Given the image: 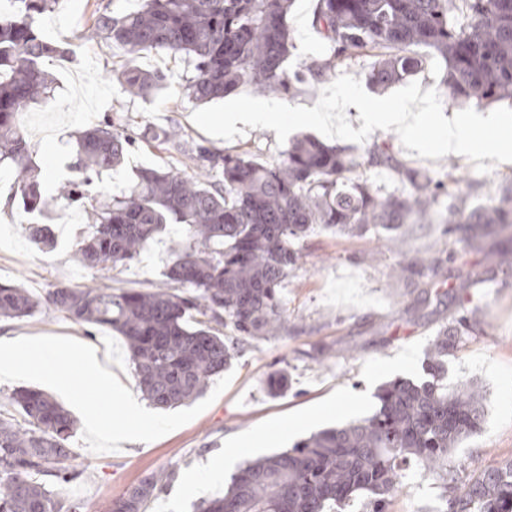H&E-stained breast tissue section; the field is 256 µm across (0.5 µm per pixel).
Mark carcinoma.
Masks as SVG:
<instances>
[{"label":"carcinoma","mask_w":512,"mask_h":512,"mask_svg":"<svg viewBox=\"0 0 512 512\" xmlns=\"http://www.w3.org/2000/svg\"><path fill=\"white\" fill-rule=\"evenodd\" d=\"M458 1L466 7L462 22L452 17ZM20 2L23 14L0 22V163L11 167L14 193L31 215L30 239L52 251V225L44 223L50 210L82 200L89 175L121 166L129 139L108 125L79 133L71 147L82 178L46 194L18 114L48 93L53 78L44 62L64 54L36 30L37 18L59 0ZM291 6L292 0H143L120 17L95 15L90 30L124 49L117 80L134 97L151 99L164 88V74L138 64L159 52L192 62L186 94L197 103L222 99L242 84L259 96L291 93L304 82L283 67L292 48ZM312 25L332 44L329 57L308 66L319 81L366 55L374 58L366 83L384 91L421 67L413 48L425 47L444 63L441 88L450 105L512 104V0H316ZM366 154L371 166L393 161L384 141ZM188 158L204 178L141 167L126 193L85 207L88 224L78 233L75 256L103 273L101 281L57 286L43 299L0 284V318L32 317L45 305L123 336L142 395L163 409L203 394L240 342L285 329L280 288L299 259L293 244L314 225L355 236L371 226L429 224L441 187L407 172L410 191L381 196L356 174L360 162L348 148L310 135L293 139L277 163L203 146ZM171 223L182 225L184 235L174 242L159 287L107 283L108 273L129 265ZM448 223L479 248L512 224V184L489 204L455 207ZM229 324L238 339L224 336ZM461 327H470L465 316L432 342L427 378L392 380L379 389L371 415L246 462L224 495L202 502L199 512H389L417 474L439 481L438 512H512V459L463 486L448 480L458 467L455 450L482 430L488 414L477 385L448 386L446 359ZM10 404L21 419L0 413V512H76L47 478H74L68 442L77 421L38 389H16ZM170 477L164 470L144 476L107 512H147Z\"/></svg>","instance_id":"cac0c4a2"}]
</instances>
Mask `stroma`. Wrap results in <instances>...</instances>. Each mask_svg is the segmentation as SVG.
Instances as JSON below:
<instances>
[{"label":"stroma","instance_id":"1","mask_svg":"<svg viewBox=\"0 0 512 512\" xmlns=\"http://www.w3.org/2000/svg\"><path fill=\"white\" fill-rule=\"evenodd\" d=\"M315 4L316 0H295L288 16L294 44L285 63L288 72H305L314 59L331 52L312 26ZM140 5L141 0H61L55 12L39 17L43 35L68 50L64 63L49 64L56 76L53 96L23 110L22 127L46 189L54 190L58 181L73 176L72 136L91 123H111L134 141L121 167L92 182L91 191L105 195L126 189L133 170L143 166L192 173L184 151L197 145L280 161L285 148L274 130L245 126L224 137L216 131L224 113L249 112L263 105V98L249 85L239 86L224 99L200 104L185 92L191 66L179 56L151 53L140 64L162 72L165 89L150 100L122 90L112 71L123 64V51L111 42L87 38L86 32L93 12L119 17ZM149 128L176 129L179 146L155 147L144 137ZM373 135L389 140L396 158L410 169L435 178L449 174L471 179L466 195L472 204L484 199L486 178L498 184L512 180V163L495 165L486 176L464 157L419 158L393 131L377 129ZM12 184L11 172L1 169L0 283H19L40 296L60 283L98 279L95 269L74 256V233L85 222L82 207L70 206L69 223L55 227L56 250L45 253L28 238L27 216L13 197ZM456 192L452 184L440 196L434 223L406 224L394 233L373 227L347 237L315 226L297 242L298 265L282 286L286 330L243 342L224 374L195 401L166 410L149 408V443L117 447L84 426L86 413L104 406L109 409L107 425H124L123 403L111 399L96 377L82 374L65 355L54 372L69 382V389L46 385L37 375L5 379L0 381V410L14 414L8 398L14 389L27 386L45 391L78 420L70 440L77 476L57 491L79 512H107L111 500L146 474L161 470L172 476L148 512H194L199 497L185 492V476H204L217 457L237 466L290 449L317 431L370 415L384 383L423 379L430 344L441 329L456 326L465 314L476 325L459 335L447 360L448 382L479 384L489 412L483 433L455 452L460 475L465 478L512 459V270L498 265L500 249L512 243V228L488 238L481 249L468 248L446 222ZM182 232L181 225H167L137 261L112 271L113 285L144 291L157 287ZM427 254L442 261L441 286H432L430 275L413 265ZM399 265L406 272L397 278L393 269ZM462 269L473 274V286L457 287L456 274ZM0 328L32 340L45 337L62 346L79 343L99 349L111 358L127 393L141 395L125 341L116 332L80 325L46 309L28 318L0 321ZM281 368L288 371L289 386L274 396L267 380ZM438 494L433 476H417L395 499L391 512H435Z\"/></svg>","mask_w":512,"mask_h":512}]
</instances>
